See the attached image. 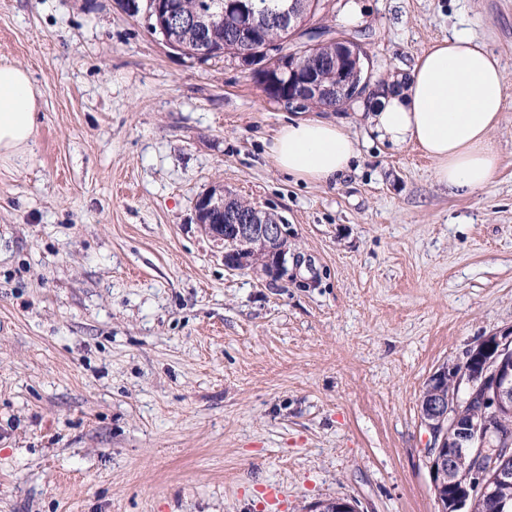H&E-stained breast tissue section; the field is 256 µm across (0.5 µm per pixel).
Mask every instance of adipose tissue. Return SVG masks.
Returning <instances> with one entry per match:
<instances>
[{
  "label": "adipose tissue",
  "mask_w": 512,
  "mask_h": 512,
  "mask_svg": "<svg viewBox=\"0 0 512 512\" xmlns=\"http://www.w3.org/2000/svg\"><path fill=\"white\" fill-rule=\"evenodd\" d=\"M42 92L21 65L0 62V162L31 156ZM505 107L497 57L467 33L434 42L408 77L395 79L368 116L373 133L394 149L418 147L449 192L473 193L492 181L499 154L492 134ZM271 158L278 170L303 182L327 185L358 157L347 124L293 119L277 131Z\"/></svg>",
  "instance_id": "ef3b65f1"
}]
</instances>
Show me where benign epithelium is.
I'll return each mask as SVG.
<instances>
[{"label": "benign epithelium", "mask_w": 512, "mask_h": 512, "mask_svg": "<svg viewBox=\"0 0 512 512\" xmlns=\"http://www.w3.org/2000/svg\"><path fill=\"white\" fill-rule=\"evenodd\" d=\"M318 4L315 0H285L283 8L264 14L265 22L288 32L289 49L259 41L252 0H233L228 5V14L238 19L239 36L246 37L238 61L250 70L270 100L294 112L303 111L314 93L336 96L333 112L343 111L353 102L376 94L371 88L373 63L364 44L352 35L334 30L316 34L312 13ZM319 5L328 10L332 0ZM127 9L132 14L143 11L149 19L157 17L158 33L175 52L182 54L185 48L170 34L172 28L195 33L196 55L206 56L211 50L207 37L211 18L204 10L179 16L164 0H145V4H131ZM321 42L336 44L337 53L345 60L344 66L333 68V85L326 87L314 73L295 68V61ZM228 201L224 188L213 186L195 203L197 223L224 246V266L229 270L259 268L269 277L279 276L285 269L288 252L283 225L271 212L253 206L244 214L228 207ZM477 361L483 363L480 372L473 370ZM446 379L456 386H468V396L460 399L440 389L439 385ZM489 383L499 410L511 414L512 340L507 337H487L468 352L463 363L441 369L432 376V388L422 401V415L431 435L427 451L434 488L456 482L458 466L465 461L486 468L496 482L512 478V450L499 444L497 433L486 417L488 395H480V389Z\"/></svg>", "instance_id": "7a95c632"}]
</instances>
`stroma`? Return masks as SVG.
<instances>
[{
  "label": "stroma",
  "instance_id": "obj_1",
  "mask_svg": "<svg viewBox=\"0 0 512 512\" xmlns=\"http://www.w3.org/2000/svg\"><path fill=\"white\" fill-rule=\"evenodd\" d=\"M375 79L467 29L496 54L500 165L452 195L421 150L336 120V184L269 148L292 113L238 61L168 49L118 0H0V61L43 92L0 166V512H437L420 398L512 333V0H336ZM215 184L281 216L271 279L195 219Z\"/></svg>",
  "mask_w": 512,
  "mask_h": 512
}]
</instances>
